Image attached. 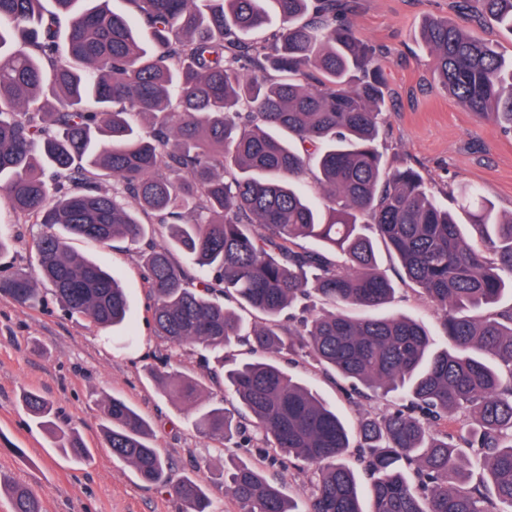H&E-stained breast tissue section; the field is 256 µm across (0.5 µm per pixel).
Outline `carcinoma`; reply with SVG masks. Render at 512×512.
Returning a JSON list of instances; mask_svg holds the SVG:
<instances>
[{"mask_svg": "<svg viewBox=\"0 0 512 512\" xmlns=\"http://www.w3.org/2000/svg\"><path fill=\"white\" fill-rule=\"evenodd\" d=\"M44 2L0 0V195L47 228L35 242L36 273L1 277L0 294L36 305L42 280L69 312L100 327L123 324V288L72 253L64 234L136 246L150 218L168 228L144 261L155 332L214 354L237 405L211 400L189 374L156 383L206 436L225 441L249 421L269 448L318 476L301 508L260 468L234 464L224 485L242 512H512V307L490 311L512 292V218L461 188L453 201L479 231L477 243L417 170H386L383 50L348 22L351 0H129L133 19L111 0H52L53 11ZM456 2L461 14L512 36V0ZM273 13L277 29L256 38ZM420 39L442 87L476 118L512 131V56L446 17L426 18ZM308 173L323 191L322 210L302 187ZM378 238L439 312L444 347L401 314L284 318L312 297L391 303ZM176 252L193 267L175 262ZM223 297L265 322L245 327ZM240 342L254 359L224 355ZM297 343L353 394L404 403L351 430L271 360ZM22 403L66 458L89 460L76 429L55 425L42 395L27 391ZM457 410L471 421L450 433ZM101 430L141 481L168 486L167 463L136 407L107 399ZM351 447L356 470L341 462ZM173 490L183 512H214L205 474ZM9 496L11 512H44L22 484Z\"/></svg>", "mask_w": 512, "mask_h": 512, "instance_id": "carcinoma-1", "label": "carcinoma"}]
</instances>
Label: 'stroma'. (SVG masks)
I'll list each match as a JSON object with an SVG mask.
<instances>
[{
  "mask_svg": "<svg viewBox=\"0 0 512 512\" xmlns=\"http://www.w3.org/2000/svg\"><path fill=\"white\" fill-rule=\"evenodd\" d=\"M431 15L465 25L453 0H355L349 15L358 31L386 53L382 61L390 96L381 149L388 168L411 163L437 188L477 186L500 216L512 214V133L491 121L476 120L450 96L432 71V60L418 40ZM41 225L16 213L0 199V275L31 271ZM70 250L111 271L125 288L131 346L112 342L110 333L65 311L42 283L44 302L31 307L0 296V477L28 485L42 495L45 512H181L172 489L146 485L127 463L113 456L101 432L105 399L118 397L149 421L152 443L178 476L206 475L216 512H240L224 491L222 443L196 432L193 416L174 396L163 393L152 371L172 369L207 377L206 363L193 345L175 347L155 335L151 300L143 280L138 247L112 249L84 238ZM276 362L306 384L348 424L366 413L387 409L386 401L357 402L320 370L306 351L283 352ZM51 400L58 425L75 426L90 460L75 466L52 448L49 434L23 409L24 392ZM234 462L269 470L284 493L300 502L311 495L314 475L294 465L272 466L260 451L253 429L235 437Z\"/></svg>",
  "mask_w": 512,
  "mask_h": 512,
  "instance_id": "stroma-1",
  "label": "stroma"
}]
</instances>
